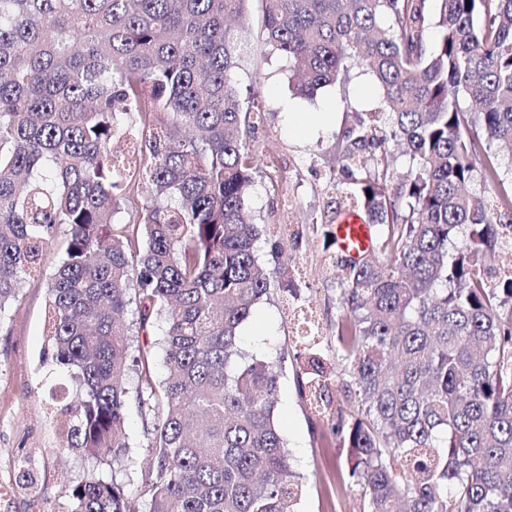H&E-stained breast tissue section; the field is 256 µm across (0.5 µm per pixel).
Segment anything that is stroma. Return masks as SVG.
<instances>
[{
	"label": "stroma",
	"instance_id": "1",
	"mask_svg": "<svg viewBox=\"0 0 512 512\" xmlns=\"http://www.w3.org/2000/svg\"><path fill=\"white\" fill-rule=\"evenodd\" d=\"M235 73L241 89L259 96L265 121L256 133L260 171L251 188L255 223L277 230L292 224L303 233L291 266L300 302H287L278 286H271L240 331L246 351L277 357L290 346L298 306L311 311L319 324L322 350L340 380L348 373L337 356L336 323L340 308L336 272L330 257L336 251L328 206L326 176L336 167L337 131L354 111L378 107L379 98L367 77L353 76L318 90L313 98L295 94L286 58L272 51L262 37L259 0H247L244 21L235 30ZM295 112H332L336 121L310 130L295 127ZM61 259L59 248L46 255L41 275L25 280L20 295L0 315V512H70L69 489L89 472L111 479L112 467L72 452L56 455V435L44 402L45 385L52 380L53 363H40L44 344L47 281ZM338 384L330 390L332 406H346ZM278 424L288 443L292 469L305 481L297 512H361L362 489L350 477L346 450L331 434L327 416L318 415L301 399L291 362H283L278 393ZM155 416L128 410L131 443L126 474L131 490L142 487ZM31 458L38 472V488L17 490L16 464Z\"/></svg>",
	"mask_w": 512,
	"mask_h": 512
}]
</instances>
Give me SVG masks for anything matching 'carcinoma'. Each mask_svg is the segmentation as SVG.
Here are the masks:
<instances>
[{
  "mask_svg": "<svg viewBox=\"0 0 512 512\" xmlns=\"http://www.w3.org/2000/svg\"><path fill=\"white\" fill-rule=\"evenodd\" d=\"M245 2L0 0V314L64 236L43 351L72 392L52 395L55 453L121 469L129 403L156 417L142 495L90 472L70 512H296L281 362L319 414L332 379L316 330L276 361L239 344L270 274L298 300L301 240L279 228L271 270L255 251L262 112L240 95L230 27ZM260 2L297 94L355 69L380 91L327 181L336 214L377 227L368 254L332 261L356 408L331 432L363 512H512V267L492 265L512 248V176L492 151L512 147V0ZM161 317V368L138 349L130 389L132 337ZM36 482L19 461L18 486Z\"/></svg>",
  "mask_w": 512,
  "mask_h": 512,
  "instance_id": "carcinoma-1",
  "label": "carcinoma"
}]
</instances>
